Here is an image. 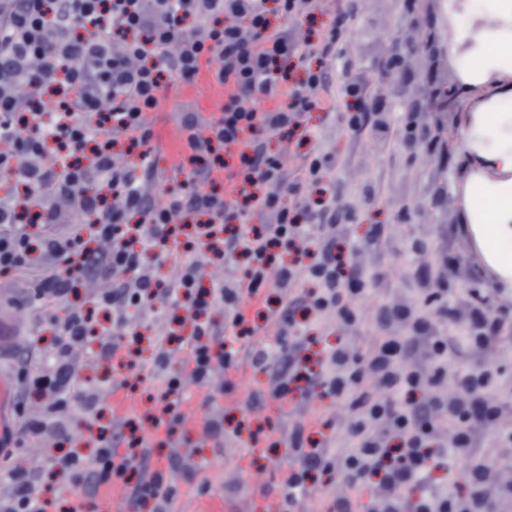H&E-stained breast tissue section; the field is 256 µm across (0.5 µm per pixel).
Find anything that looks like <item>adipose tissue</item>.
Returning <instances> with one entry per match:
<instances>
[{
	"label": "adipose tissue",
	"mask_w": 512,
	"mask_h": 512,
	"mask_svg": "<svg viewBox=\"0 0 512 512\" xmlns=\"http://www.w3.org/2000/svg\"><path fill=\"white\" fill-rule=\"evenodd\" d=\"M444 13L448 66L468 102L463 221L502 245L501 271L512 282V0H448Z\"/></svg>",
	"instance_id": "ef3b65f1"
}]
</instances>
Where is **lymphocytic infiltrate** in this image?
Listing matches in <instances>:
<instances>
[{
  "instance_id": "f902f5d3",
  "label": "lymphocytic infiltrate",
  "mask_w": 512,
  "mask_h": 512,
  "mask_svg": "<svg viewBox=\"0 0 512 512\" xmlns=\"http://www.w3.org/2000/svg\"><path fill=\"white\" fill-rule=\"evenodd\" d=\"M354 3L0 0V352L14 405L0 453L15 461L0 469V512H70V490L92 505L112 486L129 512H167L183 486L208 488L185 436L197 414L213 452L247 458L267 441L276 469L256 485L278 512H512V484L474 460V415L499 417L487 357L504 319L462 323L444 288L381 292L345 256L336 160L310 145L313 111L355 141L368 124L372 87L344 52ZM326 12L336 21L318 34L293 25ZM204 55L232 92L210 129L182 113L197 137L171 183L146 161L143 114ZM242 140L230 196L221 173ZM368 314L365 346L351 331ZM313 322L340 332L314 361ZM142 328L145 357L130 346ZM452 331L470 370L449 366ZM102 362L111 382L82 378ZM246 366L263 380L230 430L224 400ZM120 388L149 407L99 426ZM316 393L333 413L308 411ZM289 404L285 431L265 411ZM146 422L166 432L157 445Z\"/></svg>"
}]
</instances>
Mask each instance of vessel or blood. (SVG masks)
Instances as JSON below:
<instances>
[{"mask_svg": "<svg viewBox=\"0 0 512 512\" xmlns=\"http://www.w3.org/2000/svg\"><path fill=\"white\" fill-rule=\"evenodd\" d=\"M230 93L207 58H200L191 82H170L154 94L144 117L149 130L150 158L165 177L179 176L185 158L191 152V132L179 125L177 109L191 104L202 122H218L224 112V101ZM270 496L259 492L225 494L217 490L183 491L173 498L168 512H266Z\"/></svg>", "mask_w": 512, "mask_h": 512, "instance_id": "1", "label": "vessel or blood"}]
</instances>
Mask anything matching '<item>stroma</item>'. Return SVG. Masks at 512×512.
<instances>
[{"mask_svg":"<svg viewBox=\"0 0 512 512\" xmlns=\"http://www.w3.org/2000/svg\"><path fill=\"white\" fill-rule=\"evenodd\" d=\"M413 16L424 18L436 33V69L414 73V80L432 92L450 87L449 27L438 0H356L346 29L347 55L356 70L379 87H387L381 70L383 51ZM311 123L317 128V146L337 158L330 179L341 182L358 204L347 226L348 236L358 239L370 224L381 227L377 250L362 253L361 258L380 270L382 288L415 294L419 274L410 248L420 245L435 259L429 276L447 288L450 298L467 301L469 288L477 286L492 294L495 308L512 309V288L503 287L487 263L479 225L462 223L457 192L440 194L442 177L433 156L417 149L384 147L373 130L362 140H348L337 132L330 114L313 112ZM375 186L381 192L378 202L365 204V196ZM490 358L502 368L494 400L507 415L512 413V326L502 330Z\"/></svg>","mask_w":512,"mask_h":512,"instance_id":"1","label":"stroma"}]
</instances>
